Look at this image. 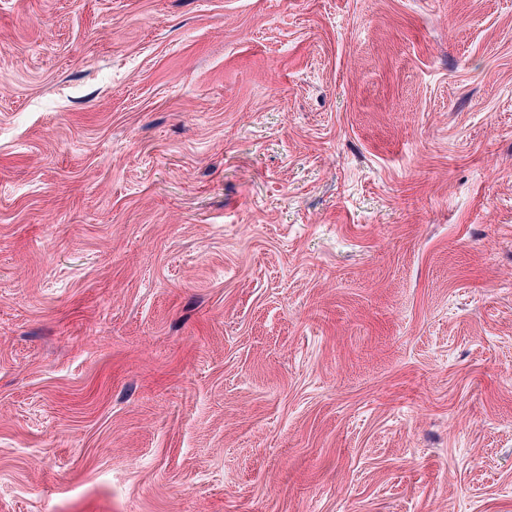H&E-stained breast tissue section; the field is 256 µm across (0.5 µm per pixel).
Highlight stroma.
<instances>
[{
  "mask_svg": "<svg viewBox=\"0 0 512 512\" xmlns=\"http://www.w3.org/2000/svg\"><path fill=\"white\" fill-rule=\"evenodd\" d=\"M0 512H512V0H0Z\"/></svg>",
  "mask_w": 512,
  "mask_h": 512,
  "instance_id": "1",
  "label": "stroma"
}]
</instances>
